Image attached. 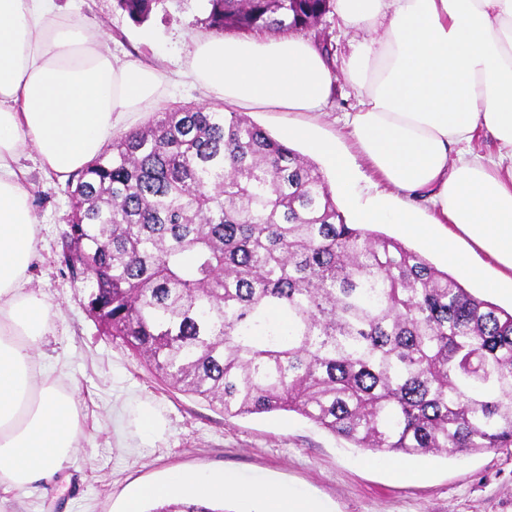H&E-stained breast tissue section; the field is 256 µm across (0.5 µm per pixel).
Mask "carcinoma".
<instances>
[{
	"instance_id": "1",
	"label": "carcinoma",
	"mask_w": 512,
	"mask_h": 512,
	"mask_svg": "<svg viewBox=\"0 0 512 512\" xmlns=\"http://www.w3.org/2000/svg\"><path fill=\"white\" fill-rule=\"evenodd\" d=\"M116 2L143 23L164 0ZM333 6L207 0L205 26L308 36ZM67 188L59 264L178 391L227 416L295 412L377 454L512 447V311L347 223L317 166L246 113L163 112Z\"/></svg>"
}]
</instances>
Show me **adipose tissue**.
Here are the masks:
<instances>
[{"label":"adipose tissue","mask_w":512,"mask_h":512,"mask_svg":"<svg viewBox=\"0 0 512 512\" xmlns=\"http://www.w3.org/2000/svg\"><path fill=\"white\" fill-rule=\"evenodd\" d=\"M348 27L374 31L346 60L359 109L344 127L356 152L312 138L334 168L340 198L361 224H397L484 289L512 296V0H334ZM93 23L60 0H0V486L50 479L83 434L77 400L34 351L56 316L31 288L38 219L19 164L33 149L65 178L102 150L115 128L156 101L165 68L114 56ZM225 108L323 111L336 74L314 43L285 33L197 38L183 70ZM499 144L487 166L477 132ZM386 192L362 197L361 168ZM435 214L423 222L424 207ZM449 223L472 250L439 232ZM499 266L484 275L472 252ZM185 490L241 498L245 512H324L314 498L246 487L229 472L186 474Z\"/></svg>","instance_id":"1"}]
</instances>
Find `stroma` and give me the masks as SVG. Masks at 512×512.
I'll return each instance as SVG.
<instances>
[{
    "label": "stroma",
    "mask_w": 512,
    "mask_h": 512,
    "mask_svg": "<svg viewBox=\"0 0 512 512\" xmlns=\"http://www.w3.org/2000/svg\"><path fill=\"white\" fill-rule=\"evenodd\" d=\"M71 11L98 23L117 56L146 58L172 77L163 99L135 114L138 128L184 105H201L202 90L180 70L193 40L205 34L204 0H164L146 22L134 23L115 0H71ZM339 76L316 133L341 136L344 115L359 96L340 73L354 48L369 39L337 13L319 25ZM33 185L40 222L34 291L58 310L39 345L40 360L77 394L84 435L67 467L52 480L0 486V512H123L142 485L174 473L230 470L248 486H286L319 499L327 512H512V448L471 454L399 456L417 481L397 480L371 464V452L307 418L286 411L230 417L161 380L84 309L87 291L71 282L56 252L67 228L66 183L42 168L34 151L20 158Z\"/></svg>",
    "instance_id": "35a3bbf8"
}]
</instances>
